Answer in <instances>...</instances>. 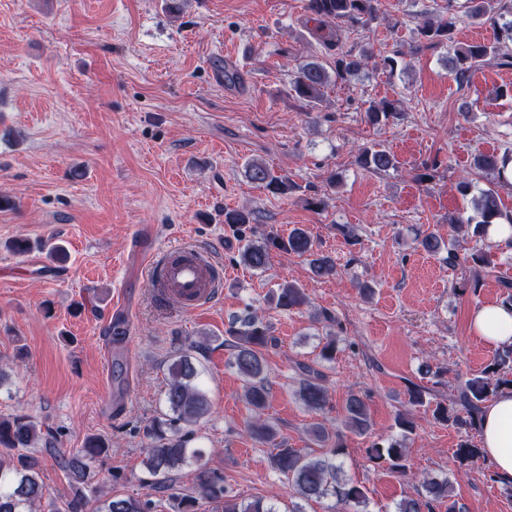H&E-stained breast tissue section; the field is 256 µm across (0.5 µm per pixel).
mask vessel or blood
<instances>
[{"label": "vessel or blood", "mask_w": 512, "mask_h": 512, "mask_svg": "<svg viewBox=\"0 0 512 512\" xmlns=\"http://www.w3.org/2000/svg\"><path fill=\"white\" fill-rule=\"evenodd\" d=\"M146 271L161 297L194 313L220 295L224 271L210 254L190 245H172L145 256Z\"/></svg>", "instance_id": "1"}]
</instances>
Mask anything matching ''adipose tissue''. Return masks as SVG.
<instances>
[{"mask_svg": "<svg viewBox=\"0 0 512 512\" xmlns=\"http://www.w3.org/2000/svg\"><path fill=\"white\" fill-rule=\"evenodd\" d=\"M472 334L492 348L512 346V309L483 305L470 317ZM482 449L500 477L512 479V389L501 391L481 416Z\"/></svg>", "mask_w": 512, "mask_h": 512, "instance_id": "1", "label": "adipose tissue"}]
</instances>
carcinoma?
<instances>
[{"label":"carcinoma","instance_id":"obj_1","mask_svg":"<svg viewBox=\"0 0 512 512\" xmlns=\"http://www.w3.org/2000/svg\"><path fill=\"white\" fill-rule=\"evenodd\" d=\"M380 0H306V10L319 22L323 32L321 39L336 41L335 25L343 22L353 28H366L377 20ZM470 18L474 20L498 18L496 46L475 43L454 49L455 59L452 72L460 84L467 79L468 72L480 63L491 59L500 61L502 66H512V55L501 51L500 44L512 43V6L502 0H469ZM455 21L453 15L433 19L427 17L417 25V37L430 45L448 43L453 40ZM362 60L350 53L336 56L332 66H327L312 57L302 62L292 81L294 96L303 101L306 108L314 110L324 103L327 89L334 83L345 82L361 69ZM400 110L398 101L384 98L370 105L366 116L373 124L387 123L397 118ZM357 162L360 167L373 172H387L395 168V159L387 151L375 146L359 151ZM512 153L483 154L474 161L475 168L499 181L506 178ZM245 176L253 183L271 193L288 190V177L275 174L264 162L249 160ZM224 223L231 225L246 237L247 224L251 213L246 210H231L224 213ZM491 224H511L512 212L502 209L497 193L488 188L480 192L476 214L460 216L453 221L456 236L446 247L444 262L450 269H465L468 264L488 266L486 254L480 250L462 253L459 247L467 239L485 237L486 228ZM273 245L298 256L310 255L313 273L318 277L336 274V263L328 255L313 250V243L307 233L293 229L285 240L267 238L264 245L247 242L240 251L243 263L249 268L262 271L268 263V245ZM276 305L283 309L299 307L305 302L301 289L289 284L278 289ZM232 338L233 353L231 365L236 368L243 383L244 398L253 411L250 433L263 443H276L270 457L272 467L292 485L298 497L304 501L319 500L328 496L336 504L353 512H367V497L364 489L341 476L338 457L344 445L339 432H330L321 423L311 427V436L324 452L315 455L290 448L283 442H276L277 433L272 424L262 419L270 397L266 373L264 350L272 345L270 325L255 313L249 312L240 325L227 330ZM202 344L192 342L188 351L175 355L168 364V380L165 388L166 411L160 413L151 424L152 441L146 448L143 465L150 476L149 485L154 488H173L175 472L193 463L197 466L195 485L185 491L170 495L174 512H198L200 502L224 504V512H279L272 501L262 498L251 502H239L227 495L224 478L210 471L204 462L205 451L194 448L196 439L194 426L210 412V402L201 388L199 361L192 355L201 350ZM298 397L305 408L320 414L329 407L328 388L324 374L310 364H299ZM512 371V347L501 349L493 362L483 372L467 379L456 398L446 403H437L435 418L458 429L473 430L480 424L482 409L487 401L494 398L503 386H512L507 378ZM344 426L350 431L363 435L370 430V416L365 401L357 394L350 395L344 406ZM42 438V430L25 416L0 417V450L9 457V463L0 461V512H31L33 505L42 496L40 483V462L30 449ZM108 445L99 437L91 436L83 448L75 453L58 454V465L69 478L70 495L65 512H86L90 502V463L107 453ZM478 446L463 441L456 448L460 464L467 465L481 457ZM373 458L383 461L388 469L399 477L407 474V455L404 442L391 441L387 446L373 445ZM152 501L140 497H111L100 500L98 512H151ZM460 512L458 503L452 499V487L448 479H426L423 491L415 497L401 500L396 512Z\"/></svg>","mask_w":512,"mask_h":512}]
</instances>
